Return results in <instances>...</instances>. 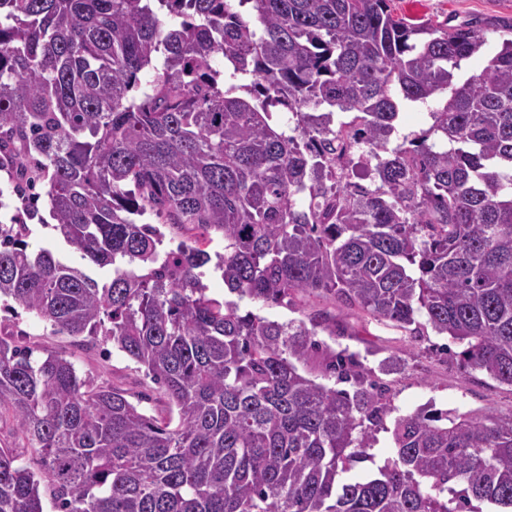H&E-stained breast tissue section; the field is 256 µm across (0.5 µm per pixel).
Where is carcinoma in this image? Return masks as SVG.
<instances>
[{
    "label": "carcinoma",
    "mask_w": 512,
    "mask_h": 512,
    "mask_svg": "<svg viewBox=\"0 0 512 512\" xmlns=\"http://www.w3.org/2000/svg\"><path fill=\"white\" fill-rule=\"evenodd\" d=\"M488 44L476 22L413 24L391 0H0V172L30 219L42 185L53 230L111 271L28 253L19 215L0 224V300L112 344L178 418L0 337V512H44L47 494L59 512L512 510V411L399 416L377 474L346 478L373 460L385 390L313 340L316 320L243 313L198 272L212 262L264 303L326 292L428 326L464 345V372L512 387V38ZM431 101L430 127L389 149L399 106ZM362 145L372 188L349 180ZM147 214L187 240L161 250ZM317 356L353 390L299 371Z\"/></svg>",
    "instance_id": "1"
}]
</instances>
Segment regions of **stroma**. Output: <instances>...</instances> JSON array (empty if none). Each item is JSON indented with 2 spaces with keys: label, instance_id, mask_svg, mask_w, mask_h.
<instances>
[{
  "label": "stroma",
  "instance_id": "stroma-1",
  "mask_svg": "<svg viewBox=\"0 0 512 512\" xmlns=\"http://www.w3.org/2000/svg\"><path fill=\"white\" fill-rule=\"evenodd\" d=\"M392 6L396 14L414 23L456 25L470 19L512 20V0H392ZM29 228V250L52 249L67 264L96 280L108 279V271L84 260L53 230L35 221ZM239 305L241 310L271 320L323 319L326 328L319 331L318 341L333 350L357 354L372 379L384 387L395 415H409L426 406L461 412L512 411V387L498 384L479 371L463 373L456 358L459 345L431 329L417 336L403 334L391 322L363 317L330 295L301 296L289 305L244 298ZM0 332L24 335L34 358H44L50 351L65 354L80 377L122 390L145 414L160 419L170 415L166 400L145 368L111 346L75 345L72 337L52 334L49 324L23 310L0 311Z\"/></svg>",
  "mask_w": 512,
  "mask_h": 512
}]
</instances>
